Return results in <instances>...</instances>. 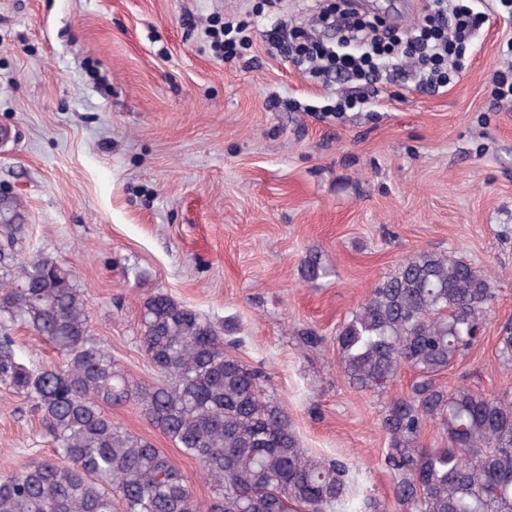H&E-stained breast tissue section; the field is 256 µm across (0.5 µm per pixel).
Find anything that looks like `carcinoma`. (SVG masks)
<instances>
[{"instance_id": "cac0c4a2", "label": "carcinoma", "mask_w": 512, "mask_h": 512, "mask_svg": "<svg viewBox=\"0 0 512 512\" xmlns=\"http://www.w3.org/2000/svg\"><path fill=\"white\" fill-rule=\"evenodd\" d=\"M0 226L23 231L0 202ZM302 278L326 270L311 255ZM72 269L48 257L0 279V328L20 323L59 350L61 364L33 370L0 334V383L39 414L58 460L35 459L0 478V512H201L187 479L145 438L115 425L102 405L131 399L180 451L199 462L209 512H347L348 473L314 459L288 419L263 400L262 372L224 352V338L193 308L157 291L141 306L142 343L162 378L135 385L90 334ZM495 299L492 276L451 252L419 251L379 282L336 336L350 386L379 390L402 367L417 374L382 419L399 512H512V401L436 377L479 341ZM498 352L512 362V324ZM448 439L427 448L428 423Z\"/></svg>"}]
</instances>
